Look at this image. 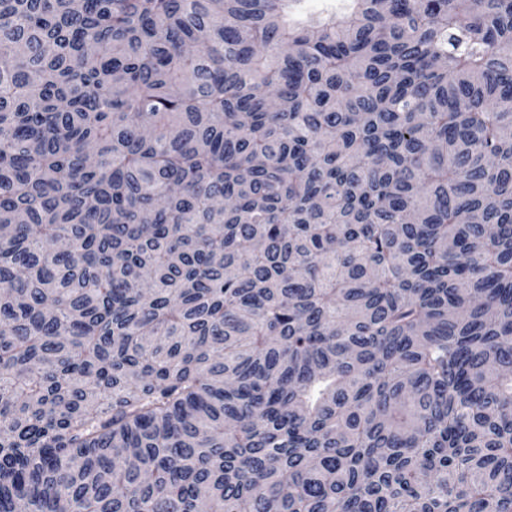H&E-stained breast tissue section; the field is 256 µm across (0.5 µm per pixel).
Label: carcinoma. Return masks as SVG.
I'll return each mask as SVG.
<instances>
[{"mask_svg": "<svg viewBox=\"0 0 512 512\" xmlns=\"http://www.w3.org/2000/svg\"><path fill=\"white\" fill-rule=\"evenodd\" d=\"M0 0V512H512V0ZM346 6L342 0H302L297 7V13L302 20L334 14L339 17L345 11Z\"/></svg>", "mask_w": 512, "mask_h": 512, "instance_id": "obj_1", "label": "carcinoma"}]
</instances>
